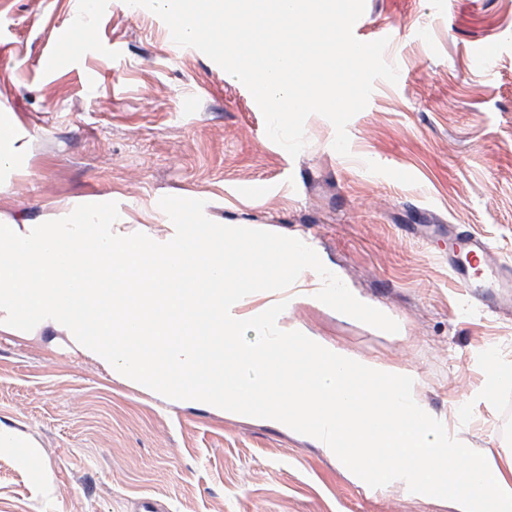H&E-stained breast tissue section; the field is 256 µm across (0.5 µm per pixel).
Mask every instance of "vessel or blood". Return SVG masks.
Masks as SVG:
<instances>
[{
	"label": "vessel or blood",
	"instance_id": "b4317fda",
	"mask_svg": "<svg viewBox=\"0 0 512 512\" xmlns=\"http://www.w3.org/2000/svg\"><path fill=\"white\" fill-rule=\"evenodd\" d=\"M448 251L464 256L463 261L450 264L458 280L482 289L493 309L512 306V275L501 271L488 241L472 234L454 233L449 237Z\"/></svg>",
	"mask_w": 512,
	"mask_h": 512
}]
</instances>
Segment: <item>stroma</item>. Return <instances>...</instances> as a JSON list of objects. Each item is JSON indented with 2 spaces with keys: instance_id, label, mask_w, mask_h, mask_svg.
Returning a JSON list of instances; mask_svg holds the SVG:
<instances>
[{
  "instance_id": "obj_1",
  "label": "stroma",
  "mask_w": 512,
  "mask_h": 512,
  "mask_svg": "<svg viewBox=\"0 0 512 512\" xmlns=\"http://www.w3.org/2000/svg\"><path fill=\"white\" fill-rule=\"evenodd\" d=\"M78 19V0H0V113L15 117L24 166L0 177V221L54 220L108 195L129 231L160 236L158 202L173 195L205 200L223 225L307 236L400 330L304 305L284 326L407 366L476 451L512 453V385L478 396L486 353L512 363V312L488 310L448 265L453 227L512 268V0H366L353 33L393 31L399 78L375 82L346 156L318 114L290 156L246 87L172 43L150 10L102 0L91 29ZM63 32L70 59L45 70ZM482 43L497 51L480 65ZM0 423L39 446L28 466L0 455V512H132L145 497L168 512H449L367 494L287 429L159 397L46 335L0 334Z\"/></svg>"
}]
</instances>
